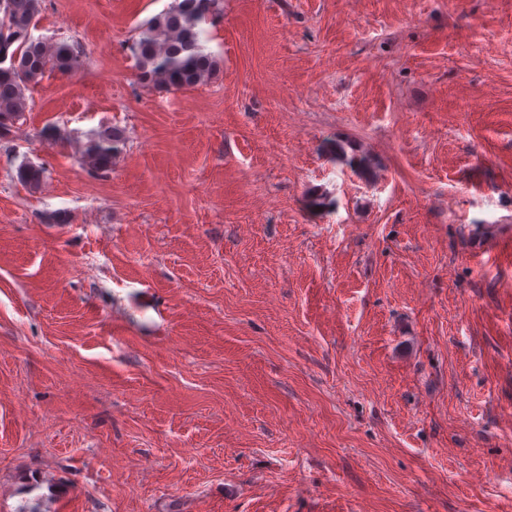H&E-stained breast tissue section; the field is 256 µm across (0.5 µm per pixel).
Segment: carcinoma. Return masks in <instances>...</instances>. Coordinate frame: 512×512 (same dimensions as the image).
Returning <instances> with one entry per match:
<instances>
[{"instance_id": "1", "label": "carcinoma", "mask_w": 512, "mask_h": 512, "mask_svg": "<svg viewBox=\"0 0 512 512\" xmlns=\"http://www.w3.org/2000/svg\"><path fill=\"white\" fill-rule=\"evenodd\" d=\"M43 0H0V140L29 109L27 92L46 74L72 76L83 66L81 48L65 41L35 38L31 29ZM220 0H174L146 21L133 42L138 79L168 90H185L212 80L218 58L200 43V24L221 15ZM125 143L124 131L105 126L90 135L81 161L91 174L112 171V159ZM44 169L30 162L17 168L18 182L30 190L40 187Z\"/></svg>"}]
</instances>
